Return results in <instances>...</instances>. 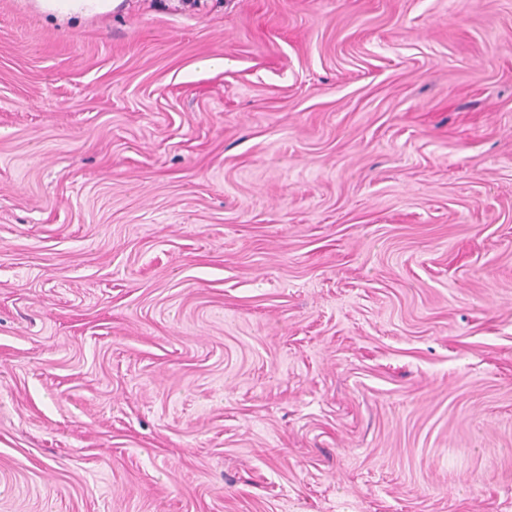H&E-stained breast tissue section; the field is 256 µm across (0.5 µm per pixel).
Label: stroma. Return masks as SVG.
Listing matches in <instances>:
<instances>
[{"label": "stroma", "instance_id": "35a3bbf8", "mask_svg": "<svg viewBox=\"0 0 512 512\" xmlns=\"http://www.w3.org/2000/svg\"><path fill=\"white\" fill-rule=\"evenodd\" d=\"M0 512H512V0H0ZM35 10L59 23L112 13L121 0H30Z\"/></svg>", "mask_w": 512, "mask_h": 512}]
</instances>
